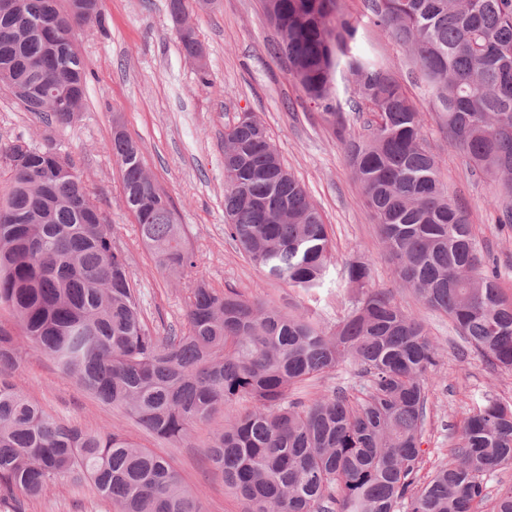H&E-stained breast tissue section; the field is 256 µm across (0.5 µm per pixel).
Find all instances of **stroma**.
<instances>
[{"label": "stroma", "mask_w": 512, "mask_h": 512, "mask_svg": "<svg viewBox=\"0 0 512 512\" xmlns=\"http://www.w3.org/2000/svg\"><path fill=\"white\" fill-rule=\"evenodd\" d=\"M167 3L104 0V26L75 36L88 79L84 108L71 127L55 133L113 228L112 243L127 258L146 323L160 331L182 326L196 277L219 290L232 287L258 295L284 311L309 308L330 325L351 311L356 292L342 279L340 269L331 270L323 288L306 296L268 280L224 235V127L240 113H253L328 224L337 257L364 254L372 284L391 291L441 348L428 394L423 469L431 471L459 443L465 419L485 398L512 405V371L493 372L478 355H457L448 318L400 287L342 145L323 121L320 108L306 100L290 76L287 60L272 51L279 35L265 15L263 0H210L192 8L189 20L206 52V84L199 79L196 63L180 49ZM342 4L362 20L358 47L383 61L419 110L426 112L424 134L440 161L441 182L465 210L487 266L497 269L503 293L512 297V228L497 224L489 205L497 183L472 171L430 118L428 89L409 55L382 28L364 21L368 0ZM117 125L140 144L147 172L169 196L184 226L197 260L193 278L171 281L140 237L124 203L120 169L112 155ZM44 134L42 119L25 111L13 93L0 86V142L21 138L35 144ZM19 352L17 382L47 413L89 430L121 427L135 442L171 460L205 512H245L243 502L225 489L204 456L211 434L224 424L223 415L196 425L189 444L176 448L150 436L75 381L62 378L49 358L25 345ZM26 512L116 508L92 487L59 481L45 496L30 501Z\"/></svg>", "instance_id": "35a3bbf8"}]
</instances>
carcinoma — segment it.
Masks as SVG:
<instances>
[{
	"label": "carcinoma",
	"instance_id": "obj_1",
	"mask_svg": "<svg viewBox=\"0 0 512 512\" xmlns=\"http://www.w3.org/2000/svg\"><path fill=\"white\" fill-rule=\"evenodd\" d=\"M0 17V84L49 127H68L86 97L75 32L101 25L102 0H13ZM274 52L304 96L323 108L378 224L402 287L453 324L462 347L512 371V300L486 268L465 211L440 181L424 118L392 73L350 53L358 21L340 0H273ZM372 20L410 56L433 112L470 168L494 178L497 223L512 224V0H372ZM368 111L361 139L336 111L341 57ZM112 154L123 198L158 268H196L170 199L120 126ZM9 182L0 195V509L23 512L58 480L90 483L118 512H204L171 461L120 428L57 420L14 382L18 338L99 400L123 409L175 447L199 422L239 402L207 457L246 512H512V486L488 492L512 468V406L489 398L431 475H420L428 390L439 348L390 292L370 284L357 256L344 262L357 289L332 327L284 313L235 288L195 280L184 328L164 336L143 318L126 257L70 155L46 134L27 149L0 145ZM224 235L267 276L309 293L338 259L306 188L284 167L251 112L224 126ZM350 363L359 387L313 402L292 391Z\"/></svg>",
	"mask_w": 512,
	"mask_h": 512
}]
</instances>
